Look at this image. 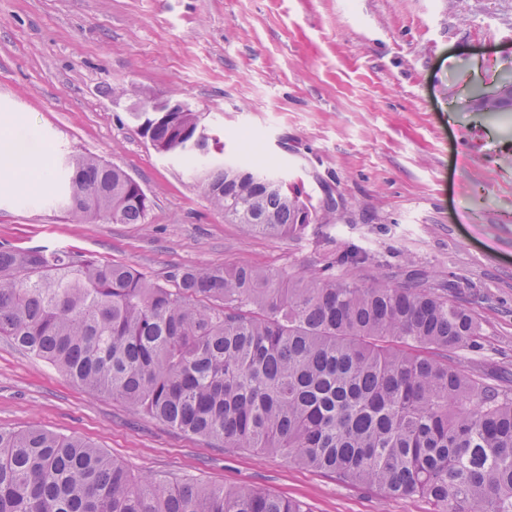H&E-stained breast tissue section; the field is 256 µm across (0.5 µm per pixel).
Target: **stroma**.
<instances>
[{
  "label": "stroma",
  "mask_w": 512,
  "mask_h": 512,
  "mask_svg": "<svg viewBox=\"0 0 512 512\" xmlns=\"http://www.w3.org/2000/svg\"><path fill=\"white\" fill-rule=\"evenodd\" d=\"M512 82V0H0V117L52 165L94 153L136 179L145 223L75 224L53 183L0 174V244L79 252L155 279L247 262L300 278L362 247L359 278L453 286L485 320L478 371L512 372V112L472 108ZM132 85L137 96L116 98ZM176 96L197 110L212 165L267 162L327 224L299 239L225 221L175 155L129 114ZM101 448L132 475L248 485L308 512H435L283 457L184 435L93 395L0 336V428Z\"/></svg>",
  "instance_id": "stroma-1"
}]
</instances>
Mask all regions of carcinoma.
<instances>
[{"label":"carcinoma","mask_w":512,"mask_h":512,"mask_svg":"<svg viewBox=\"0 0 512 512\" xmlns=\"http://www.w3.org/2000/svg\"><path fill=\"white\" fill-rule=\"evenodd\" d=\"M161 151L208 153L196 112H134ZM58 202L75 222L142 224L146 197L123 169L78 153ZM274 176L232 163L202 188L224 218L301 238L310 210ZM249 263L182 267L154 280L76 252L0 245V336L86 391L119 398L180 432L282 456L436 512H512V392L471 370L482 320L424 284L366 286ZM0 512H307L249 486L134 479L102 449L40 428H0Z\"/></svg>","instance_id":"1"}]
</instances>
